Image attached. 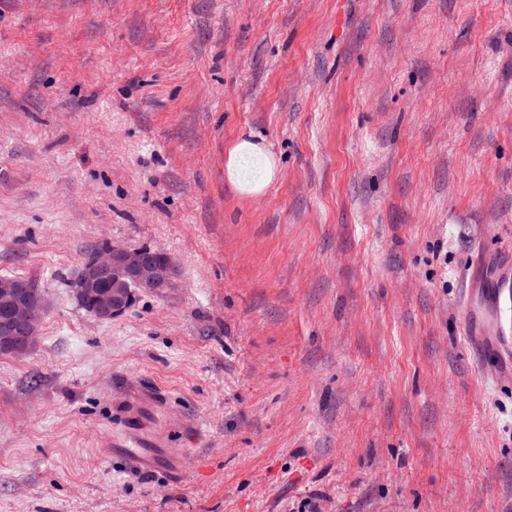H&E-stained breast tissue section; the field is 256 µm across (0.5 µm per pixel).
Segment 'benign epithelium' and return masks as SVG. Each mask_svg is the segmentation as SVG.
Wrapping results in <instances>:
<instances>
[{"mask_svg":"<svg viewBox=\"0 0 512 512\" xmlns=\"http://www.w3.org/2000/svg\"><path fill=\"white\" fill-rule=\"evenodd\" d=\"M175 263L167 253L150 247L112 244L99 250L89 266L71 282L76 298L100 321L108 322L127 313L136 292L164 293L171 284ZM0 354L25 355L36 336L46 311L43 294L27 281L0 278Z\"/></svg>","mask_w":512,"mask_h":512,"instance_id":"7a95c632","label":"benign epithelium"}]
</instances>
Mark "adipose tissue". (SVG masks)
<instances>
[{
    "mask_svg": "<svg viewBox=\"0 0 512 512\" xmlns=\"http://www.w3.org/2000/svg\"><path fill=\"white\" fill-rule=\"evenodd\" d=\"M277 162L266 145L252 137L236 140L224 163L227 182L243 196L263 195L277 178Z\"/></svg>",
    "mask_w": 512,
    "mask_h": 512,
    "instance_id": "adipose-tissue-1",
    "label": "adipose tissue"
}]
</instances>
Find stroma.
<instances>
[{
    "label": "stroma",
    "mask_w": 512,
    "mask_h": 512,
    "mask_svg": "<svg viewBox=\"0 0 512 512\" xmlns=\"http://www.w3.org/2000/svg\"><path fill=\"white\" fill-rule=\"evenodd\" d=\"M261 138L280 175L224 177ZM154 246L102 322L70 280ZM512 252V0H0V512H512V376L460 296ZM161 386L175 476L114 457ZM252 137L236 140L224 163L227 182L241 196L263 195L277 178V162L266 145ZM95 252L86 255L82 263ZM174 270L172 257L159 249L112 244L93 256L90 265L72 280L71 288L75 297L90 308L89 313L108 322L133 307L137 291L163 294ZM5 277L24 278L33 286L37 285L29 277ZM31 284L22 280L0 278V296L4 300V312L0 318L1 355H25L38 335L46 305L43 294ZM130 407V418L143 422L141 410L151 415L163 411L168 400L165 394L158 387H142L131 389L127 393Z\"/></svg>",
    "instance_id": "obj_1"
}]
</instances>
